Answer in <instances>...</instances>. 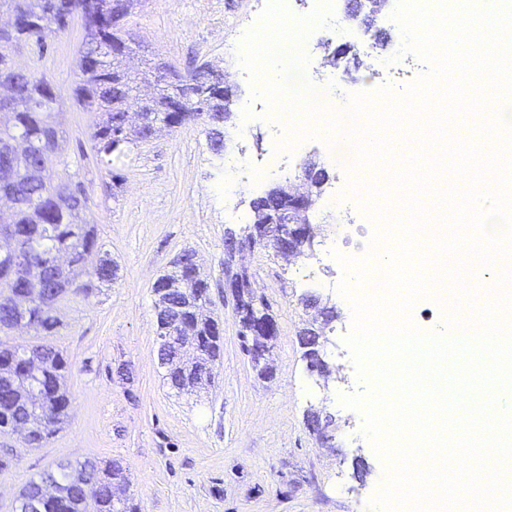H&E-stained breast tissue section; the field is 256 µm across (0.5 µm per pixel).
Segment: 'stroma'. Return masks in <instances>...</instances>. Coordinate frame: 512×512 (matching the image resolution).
<instances>
[{
    "mask_svg": "<svg viewBox=\"0 0 512 512\" xmlns=\"http://www.w3.org/2000/svg\"><path fill=\"white\" fill-rule=\"evenodd\" d=\"M268 0H144L125 20L143 54L179 70L209 63L234 75L237 98H252L238 44L259 21ZM81 20L69 29L12 48L16 68L46 76L60 95L56 121L63 152L54 178L82 182L85 217L116 265L112 284L98 294L67 296L53 343L68 360V423L42 448L0 435V512H15L16 497L32 477L61 461H122L139 512H373L371 500L384 463L364 431L362 413L341 397L363 394L344 342L352 314L338 289L295 281V258L243 249L234 266L253 275L278 321L271 378H259L242 346L235 300L224 289V234L235 222L217 192L226 156L265 157L277 149L269 121L244 122L234 112L223 129L224 152L210 148L213 130L197 121L139 141L131 154L110 159L91 133L100 115L76 105ZM307 159L329 181L360 183L365 172L352 146L310 139ZM186 249L196 251L210 286V309L224 328L221 357L209 389L178 392L158 363L154 317L156 279ZM336 316L325 328V359L337 373L322 381L306 368L299 332L322 307ZM336 420L332 443L309 428L312 410Z\"/></svg>",
    "mask_w": 512,
    "mask_h": 512,
    "instance_id": "1",
    "label": "stroma"
}]
</instances>
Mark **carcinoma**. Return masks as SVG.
<instances>
[{"label":"carcinoma","mask_w":512,"mask_h":512,"mask_svg":"<svg viewBox=\"0 0 512 512\" xmlns=\"http://www.w3.org/2000/svg\"><path fill=\"white\" fill-rule=\"evenodd\" d=\"M83 0H0L14 16V23L0 25V83L10 82L16 95L28 101L9 121L0 122V173L13 171L15 204L0 226H11L13 246L0 243V332L13 331L24 322L40 336H53L61 325L57 305L68 294L87 295L93 282L112 281V259L98 256L93 226L81 219L87 195L69 194L71 184L50 189L54 161L60 150V134L51 113L41 102L58 100L55 87L44 77L18 72L5 63L14 46L33 39L44 45L51 35L64 32L81 14ZM107 46L121 44L125 52L99 53L83 49L81 74L74 89L77 103L89 112L102 113L91 137H112L119 114L130 111L133 78L124 61L132 51V37L125 29L108 30ZM154 77L157 93L139 106L140 124L125 127L128 143L162 129L176 130L172 113L165 111L169 82L159 63L145 60ZM12 141L27 147L24 160L11 155ZM25 254L23 268L13 267L14 252ZM201 279L174 270L158 278L153 291L168 298L183 348L168 353L164 365L169 385L183 389L209 383L211 365L220 358L222 337L219 322L204 314L206 301L198 290ZM68 362L49 341L39 345L0 343V434L25 432L23 441L40 448L61 429L71 401L63 384ZM43 498V512H138L130 495L124 468L114 461L86 459L60 462L53 471L30 479L20 490L18 512Z\"/></svg>","instance_id":"carcinoma-1"}]
</instances>
